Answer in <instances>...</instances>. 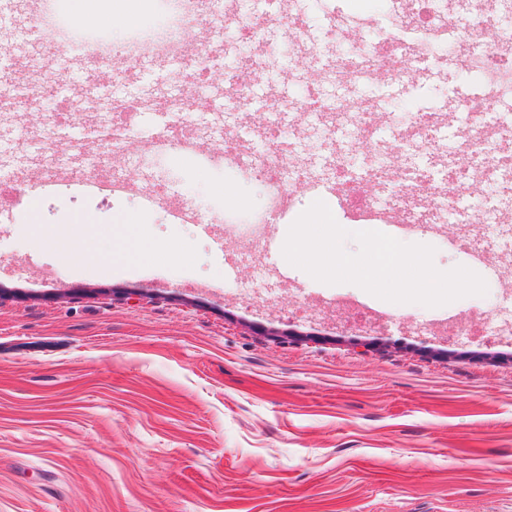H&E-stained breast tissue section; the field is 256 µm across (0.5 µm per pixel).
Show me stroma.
Listing matches in <instances>:
<instances>
[{"mask_svg":"<svg viewBox=\"0 0 512 512\" xmlns=\"http://www.w3.org/2000/svg\"><path fill=\"white\" fill-rule=\"evenodd\" d=\"M344 4L363 16L359 33L371 48L388 51L402 24L394 0H288L301 29L274 23L250 44L253 106L242 110L228 85L208 83L198 91L209 109L178 121L163 109L178 67L142 59L119 84L126 99L156 107L123 136L166 139L175 128L206 152L176 168L173 151L134 150L106 162L109 175L139 184L122 199L60 190L42 196L38 223L21 206L0 215V512H512V288L497 263L512 255V187L486 205L502 216L486 263L461 244L479 235L480 214L467 202L447 232L419 211L401 213L391 181L375 190L396 216L394 237L434 246L439 270L463 265L486 280L475 303L387 302L309 279L268 246L308 207L311 186L336 183L338 155L354 156L357 176L390 157L442 186L448 155L415 139L395 145L402 124L389 101L438 113L448 134L468 133L456 100L479 94L481 80L462 76L450 56L414 80L392 59L381 79L334 82L333 61L351 36L331 32L326 17ZM0 40V67L44 82L65 65L79 77L58 100L69 122L44 108L23 131L0 115V181L54 171L99 143L97 110L116 83L90 79L79 50L59 57L16 28ZM299 40L317 56L285 62L279 47ZM316 85L344 107L335 130L304 115ZM362 106L383 118L364 142L348 135ZM271 116L297 160L288 176L303 186L292 212L258 236L251 220L265 212L263 166L225 163L223 143L242 138L257 151ZM199 167L241 199L204 190ZM148 193L191 201L211 233L173 223L167 206L146 208ZM141 211L145 225L113 221ZM85 212L96 222L74 233L79 262L60 264L35 246L40 228ZM142 240L187 258L114 256Z\"/></svg>","mask_w":512,"mask_h":512,"instance_id":"1","label":"stroma"}]
</instances>
